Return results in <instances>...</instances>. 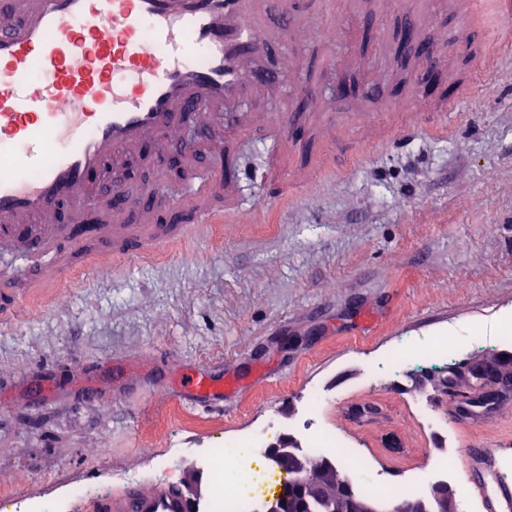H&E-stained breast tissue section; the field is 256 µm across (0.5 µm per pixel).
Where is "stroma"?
<instances>
[{
  "mask_svg": "<svg viewBox=\"0 0 512 512\" xmlns=\"http://www.w3.org/2000/svg\"><path fill=\"white\" fill-rule=\"evenodd\" d=\"M462 5L328 0L329 36L298 22L281 85L241 107L235 133L144 158L124 188L139 198L162 187L158 204L183 190L170 167L187 159L209 177L212 142L225 139L250 220L199 225L144 259H98L20 298L0 322V498L75 512L77 485L98 495L129 478L199 481L194 457L170 470L161 459L294 423L312 387L327 399L323 423L367 442L373 469L397 479L428 469L438 436L461 450L503 433L460 429L452 395L429 408L437 436L413 407L454 364L512 352V54L483 70L482 38L457 41ZM414 13L435 49L428 94L416 45L400 44ZM351 79L373 92L337 95ZM421 98L429 111H416ZM287 111L306 116L300 146L329 143L342 159L282 194L265 130ZM331 114L344 122L335 140ZM451 336L473 342L427 372L378 379L397 342ZM198 372L223 395L185 393Z\"/></svg>",
  "mask_w": 512,
  "mask_h": 512,
  "instance_id": "stroma-1",
  "label": "stroma"
}]
</instances>
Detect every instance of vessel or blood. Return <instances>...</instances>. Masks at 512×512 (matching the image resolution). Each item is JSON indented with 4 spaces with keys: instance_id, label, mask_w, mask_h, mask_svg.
Listing matches in <instances>:
<instances>
[{
    "instance_id": "1",
    "label": "vessel or blood",
    "mask_w": 512,
    "mask_h": 512,
    "mask_svg": "<svg viewBox=\"0 0 512 512\" xmlns=\"http://www.w3.org/2000/svg\"><path fill=\"white\" fill-rule=\"evenodd\" d=\"M324 25L314 0H0V229L45 223L62 206L83 210L97 190L90 177L127 149L165 145L188 126L233 127L238 108L278 82L274 57L298 18ZM481 33L488 47L512 51V0H468L460 42ZM215 174L195 181L158 224L142 223L140 207L113 175L100 218L113 224L98 255L113 261L150 256L185 239L200 224H217L213 204L232 178V159L213 152ZM90 224L59 225L55 239L33 237L27 250L44 263L26 280L40 288L71 274L59 242L98 237ZM463 425L500 420L488 403L469 399ZM500 446L471 439L465 480L484 512H512V473L499 465ZM79 512H205L203 502L174 484L121 486L89 496Z\"/></svg>"
}]
</instances>
